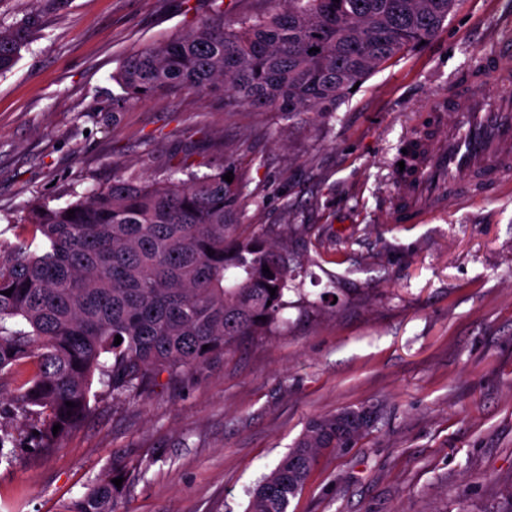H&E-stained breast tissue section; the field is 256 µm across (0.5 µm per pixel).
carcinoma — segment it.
Segmentation results:
<instances>
[{
	"label": "carcinoma",
	"instance_id": "1",
	"mask_svg": "<svg viewBox=\"0 0 512 512\" xmlns=\"http://www.w3.org/2000/svg\"><path fill=\"white\" fill-rule=\"evenodd\" d=\"M454 5L288 0L226 29L219 4L188 32L129 54L114 80L125 100L165 88L219 89L252 109L319 118L356 83L429 40ZM35 24L0 30V72L16 64ZM228 168L186 180L115 172L64 206L34 207L27 221L38 249L0 240V389L16 383L0 416L36 419L38 451L58 448L83 423L94 384L138 392L162 372L176 376L280 323L301 266L279 239L236 234L240 183L223 179ZM364 434L355 425L336 432L334 414L311 420L250 493L247 512H288L319 452ZM121 494L107 476L64 512H117Z\"/></svg>",
	"mask_w": 512,
	"mask_h": 512
}]
</instances>
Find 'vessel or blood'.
Here are the masks:
<instances>
[{
    "label": "vessel or blood",
    "mask_w": 512,
    "mask_h": 512,
    "mask_svg": "<svg viewBox=\"0 0 512 512\" xmlns=\"http://www.w3.org/2000/svg\"><path fill=\"white\" fill-rule=\"evenodd\" d=\"M456 122H449V114ZM431 131L394 181L389 220L425 224L449 201L499 196L512 187V43L496 42L430 109Z\"/></svg>",
    "instance_id": "vessel-or-blood-1"
}]
</instances>
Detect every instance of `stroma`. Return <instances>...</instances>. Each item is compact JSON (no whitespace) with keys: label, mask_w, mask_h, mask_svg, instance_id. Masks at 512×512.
<instances>
[{"label":"stroma","mask_w":512,"mask_h":512,"mask_svg":"<svg viewBox=\"0 0 512 512\" xmlns=\"http://www.w3.org/2000/svg\"><path fill=\"white\" fill-rule=\"evenodd\" d=\"M213 0H0V28L36 26L0 74V237L37 201L63 206L114 169L243 180L244 237L308 234L307 271L279 329L248 336L142 395L91 401L60 447L34 455L15 419L0 512H63L124 467L121 512H246L249 492L314 418L375 407L352 447L323 451L289 512H490L512 486V189L393 224V161L426 109L495 41L512 0H457L422 47L389 61L321 120L161 91L112 106L125 57L180 36ZM331 302L319 306L322 295Z\"/></svg>","instance_id":"stroma-1"}]
</instances>
